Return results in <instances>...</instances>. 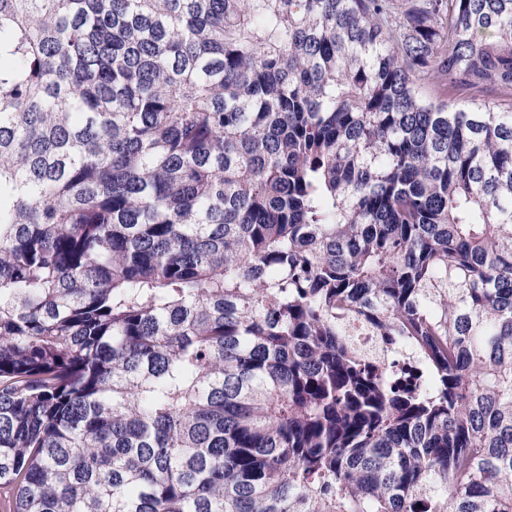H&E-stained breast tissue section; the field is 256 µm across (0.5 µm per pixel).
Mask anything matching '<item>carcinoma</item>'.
I'll list each match as a JSON object with an SVG mask.
<instances>
[{"label": "carcinoma", "mask_w": 512, "mask_h": 512, "mask_svg": "<svg viewBox=\"0 0 512 512\" xmlns=\"http://www.w3.org/2000/svg\"><path fill=\"white\" fill-rule=\"evenodd\" d=\"M0 512H512V0H0Z\"/></svg>", "instance_id": "cac0c4a2"}]
</instances>
